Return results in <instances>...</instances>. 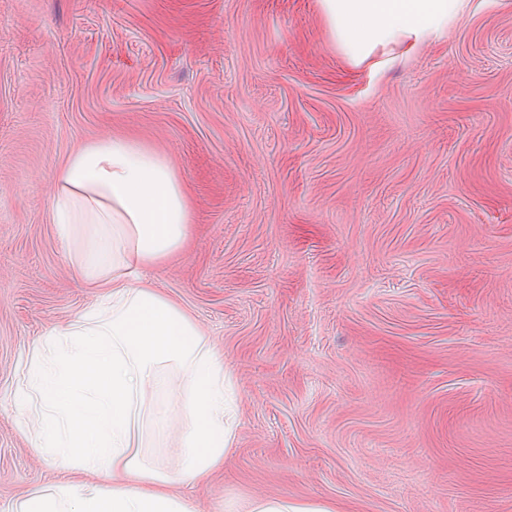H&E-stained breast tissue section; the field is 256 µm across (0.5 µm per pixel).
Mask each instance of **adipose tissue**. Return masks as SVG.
<instances>
[{
  "instance_id": "adipose-tissue-1",
  "label": "adipose tissue",
  "mask_w": 512,
  "mask_h": 512,
  "mask_svg": "<svg viewBox=\"0 0 512 512\" xmlns=\"http://www.w3.org/2000/svg\"><path fill=\"white\" fill-rule=\"evenodd\" d=\"M469 0H319L323 21L353 64L382 68L443 38ZM52 222L73 245L78 278L100 289L60 337L34 340L14 401L23 432L60 471L82 470L81 486L21 498L9 512H190L171 483L206 480L224 463L234 420L224 362L197 325L140 270L183 246L192 222L187 190L169 162L122 139L89 142L61 163ZM188 383L181 398L182 452L174 471L140 459L144 396L159 367ZM122 475L113 487L104 478Z\"/></svg>"
}]
</instances>
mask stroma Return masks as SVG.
<instances>
[{"mask_svg": "<svg viewBox=\"0 0 512 512\" xmlns=\"http://www.w3.org/2000/svg\"><path fill=\"white\" fill-rule=\"evenodd\" d=\"M128 137L193 205L144 281L223 352L234 437L192 512H512V0L391 67L318 0H0V512L69 482L13 400L29 344L97 293L51 221L59 164ZM160 373L142 453L175 469ZM243 512H336V505L326 502L288 504L285 500L258 497L251 500Z\"/></svg>", "mask_w": 512, "mask_h": 512, "instance_id": "35a3bbf8", "label": "stroma"}]
</instances>
